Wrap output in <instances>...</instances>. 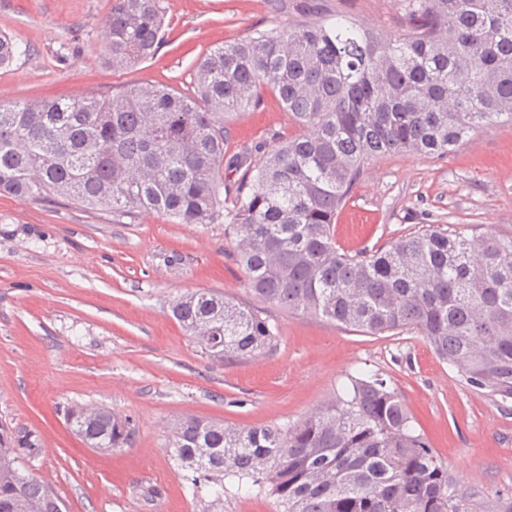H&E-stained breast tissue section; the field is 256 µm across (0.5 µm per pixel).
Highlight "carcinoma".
<instances>
[{
    "label": "carcinoma",
    "instance_id": "obj_1",
    "mask_svg": "<svg viewBox=\"0 0 512 512\" xmlns=\"http://www.w3.org/2000/svg\"><path fill=\"white\" fill-rule=\"evenodd\" d=\"M391 40L345 15L256 30L207 51L193 90L134 85L105 96L0 103V193L63 199L117 218L139 210L176 224L224 220V238L263 305L369 335L414 330L476 390L512 400V235L468 237L426 224L351 255L333 224L363 164L391 153L445 155L470 131L512 122V0H405ZM163 0H111L101 52L114 69L156 54ZM19 54L0 35V67ZM269 88L307 130L224 151L237 116ZM237 173L231 183L223 172ZM172 314L210 356L255 358L277 329L222 294L176 297ZM100 450L131 446L133 420L72 409ZM166 447L215 500L267 486L286 512H459L448 470L399 395L362 372L314 414L237 429L188 417ZM43 451L0 428V512H63L20 462Z\"/></svg>",
    "mask_w": 512,
    "mask_h": 512
}]
</instances>
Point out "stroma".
<instances>
[{
	"instance_id": "1",
	"label": "stroma",
	"mask_w": 512,
	"mask_h": 512,
	"mask_svg": "<svg viewBox=\"0 0 512 512\" xmlns=\"http://www.w3.org/2000/svg\"><path fill=\"white\" fill-rule=\"evenodd\" d=\"M165 41L134 67L100 52L110 0H0V31L22 53L0 68V101L100 95L165 83L185 91L195 60L254 30L343 12L398 38L403 0H164ZM298 128L272 93L229 127L226 147ZM425 224L467 236L512 234V124L470 132L443 156L390 154L365 163L335 223L336 244L374 251ZM211 290L254 305L223 223L175 224L149 211L114 221L66 201L0 194V424L37 435L26 470L51 482L66 512H284L276 497L230 489L219 508L192 492L167 452L177 420L240 429L284 426L320 407L348 376L386 379L448 471L459 512H512V400L471 388L417 332L366 335L275 307L274 347L218 364L172 317V300ZM106 406L131 417L135 443L89 448L65 409Z\"/></svg>"
}]
</instances>
